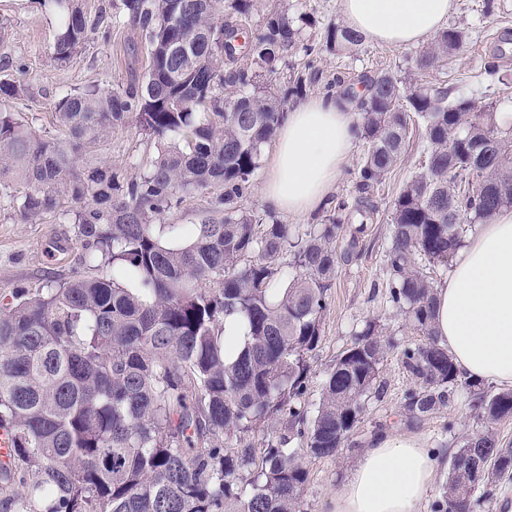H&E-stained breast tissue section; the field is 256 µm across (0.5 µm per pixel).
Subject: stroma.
<instances>
[{"mask_svg": "<svg viewBox=\"0 0 512 512\" xmlns=\"http://www.w3.org/2000/svg\"><path fill=\"white\" fill-rule=\"evenodd\" d=\"M88 15L107 11L113 18L110 32H95L68 63L53 58V44L61 19L50 0H0V80L21 85L20 96L0 103V109L14 113L28 129L46 139H59L63 128L53 105L67 94L90 86L122 88L141 81L149 60L139 30L121 13V0H79ZM287 12L299 21L300 40L313 46L312 56L301 50L289 51L275 77L261 79L262 90L274 95L285 108L322 95H353L367 80L380 74L399 78L406 87L441 86L449 101L474 99L495 104L498 111L512 113V0H455L448 27L463 34V44L443 65L419 70L415 61L420 47L388 45L364 41L337 48L327 33L343 25L339 0H254L248 17L238 24L254 34L260 32L269 12ZM498 53L499 68L488 73L491 53ZM366 151L365 142L356 147L336 180L326 203L316 211L295 216L276 212L260 197L265 170L257 168L239 206L259 216L266 224H286L303 231L313 224H325L338 216V206L352 203L354 183ZM113 170L132 178L142 175L156 152V144L136 126L113 130L111 138L97 148ZM426 160L425 143L411 133L401 162L375 191L377 212L359 237L353 254H346L353 221H345V231L336 241L342 253L336 276L327 291V309L322 318L321 341L307 354V404L319 398L322 383L336 356L348 348L367 321H374L384 335L403 344L420 343L421 337L402 311L389 300V273L385 255L390 245V218L393 201L408 179ZM23 185H0V303L10 301L20 289L37 292L47 284L62 283L74 275H98V268L84 263L85 250L78 227L46 213L35 222L20 219L13 205L23 195ZM217 186L199 188L182 195L156 217L162 225V240L178 244L186 228L214 218ZM380 392L366 401L361 418L338 455L329 458L304 457L309 482L302 497V512H328L329 498L344 480L356 456L380 432L414 436L425 447L436 449L443 464L436 474L437 484L448 479L447 459L460 448L464 436L480 430L481 423L471 407L467 389H459L455 403L418 423L407 422L402 402L413 382L403 369L398 354H388L379 372Z\"/></svg>", "mask_w": 512, "mask_h": 512, "instance_id": "stroma-1", "label": "stroma"}]
</instances>
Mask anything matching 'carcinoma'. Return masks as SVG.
<instances>
[{
  "mask_svg": "<svg viewBox=\"0 0 512 512\" xmlns=\"http://www.w3.org/2000/svg\"><path fill=\"white\" fill-rule=\"evenodd\" d=\"M53 2L62 17L53 58L65 63L105 18L88 17L76 0ZM252 8L253 0H122L147 47L143 82L58 100L64 140L43 139L0 110V183L26 187L20 216L61 211L78 224L84 262L107 268L0 306V427L13 433L11 475L0 478L5 512H301L309 471L288 444L299 438L310 456L337 455L393 349L416 382L403 398L408 418L451 406L464 384L482 424L451 456L433 512H474V492L490 499L512 476V448L497 433L512 419V389L488 391L459 375L435 339V283L421 267L448 266L463 225L512 207V138L489 103H450L442 87L406 91L390 74L367 84L359 214L374 212V189L401 160L411 126L427 145L423 170L394 199L386 254L390 301L422 341L401 347L367 323L336 357L311 414L306 355L321 339L344 225L259 231L239 208L284 118L256 79L276 75L299 40L274 11L252 42L258 72L225 70L237 51L230 19ZM221 13L227 21H215ZM362 39L344 26L329 34L338 48ZM462 42L458 30L438 33L416 68L439 65ZM226 86L236 95L223 97ZM132 121L157 154L125 179L92 148ZM216 184L224 217L193 225L182 244L164 243L153 219L179 193ZM286 257L289 279L280 277ZM229 317L248 328L238 350L224 336ZM270 419L278 426L261 452L224 445ZM18 477L28 484L20 499L11 494Z\"/></svg>",
  "mask_w": 512,
  "mask_h": 512,
  "instance_id": "obj_1",
  "label": "carcinoma"
}]
</instances>
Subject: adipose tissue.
Wrapping results in <instances>:
<instances>
[{
  "instance_id": "1",
  "label": "adipose tissue",
  "mask_w": 512,
  "mask_h": 512,
  "mask_svg": "<svg viewBox=\"0 0 512 512\" xmlns=\"http://www.w3.org/2000/svg\"><path fill=\"white\" fill-rule=\"evenodd\" d=\"M454 0H340L348 27L368 40L419 45L448 20ZM354 100L308 99L287 112L269 155L261 196L307 214L325 201L355 149ZM435 334L460 374L512 387V209L500 210L459 248L437 286ZM439 458L412 436L377 435L331 498L330 512H419Z\"/></svg>"
}]
</instances>
